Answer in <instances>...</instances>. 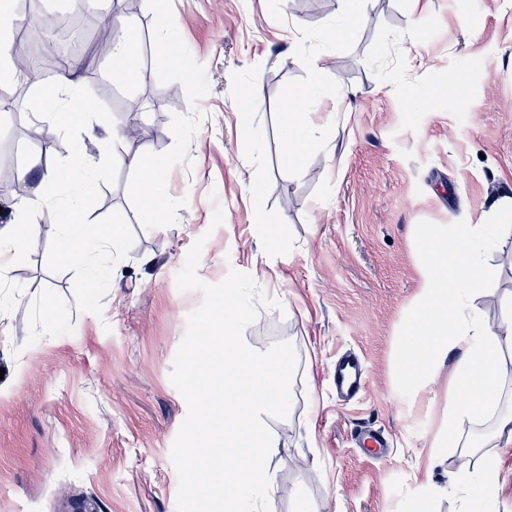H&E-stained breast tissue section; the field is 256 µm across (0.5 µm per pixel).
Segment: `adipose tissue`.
<instances>
[{"instance_id": "adipose-tissue-1", "label": "adipose tissue", "mask_w": 512, "mask_h": 512, "mask_svg": "<svg viewBox=\"0 0 512 512\" xmlns=\"http://www.w3.org/2000/svg\"><path fill=\"white\" fill-rule=\"evenodd\" d=\"M106 16L113 26V76L119 80L133 78L138 73L139 34L123 14L110 9ZM55 125L62 130L83 128L89 139H97L96 128L88 118L94 110L92 102L82 95L77 82L62 76L39 98ZM95 159L77 153L56 168L45 169L39 185L17 198L15 220L0 227V263L16 256L33 231L36 215L44 210L58 211L68 229V244L59 257L74 263L80 260L82 238L108 249H118L122 235L118 228L90 224L79 199L96 189ZM77 187L79 198L59 203L56 190L61 185ZM475 238L470 227H461L452 239L443 240L435 255L429 256L422 273V286L430 298L420 311L419 322L423 335L415 337L406 358L405 380L409 385H423L433 366L444 361L449 353H456V376L465 377L476 388L464 408L467 415L476 416L486 409H495L493 424L487 434V444L493 448L512 447V404H501L497 385L498 369L494 351L502 335H512V326L499 332L494 321H487L482 331L473 332L456 325L459 304L454 295L456 286L476 287L482 273L469 260Z\"/></svg>"}]
</instances>
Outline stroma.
I'll return each mask as SVG.
<instances>
[{
    "mask_svg": "<svg viewBox=\"0 0 512 512\" xmlns=\"http://www.w3.org/2000/svg\"><path fill=\"white\" fill-rule=\"evenodd\" d=\"M136 5L129 20L152 44L142 78L116 82L110 51L90 37L75 58L96 115L111 123L138 101L131 115L144 140L114 156L81 130L58 131L29 79L13 80L11 109L0 112L1 209H13L3 180L17 175L14 149L39 158L34 184L43 167L82 150L98 161L89 218L122 231L120 251L66 264L57 214L43 211L0 272L9 301L0 309V512H72L79 502L176 512L170 451L187 405L170 373L202 296L179 291L175 276L202 236V281L244 272L283 305L260 310L245 343L264 351L286 341L297 356L290 412L265 420L276 443L270 512H471L492 449L474 456L465 479L455 445L428 464L454 360L421 392L399 364L425 300L423 229L492 236L473 258L481 285L458 294L459 324L512 318V0H357L363 19L343 36L342 0H167L162 16L152 0ZM169 22L179 66L158 47ZM314 58L320 95L301 102ZM254 84L258 96L243 104ZM287 106L320 143L296 164L281 137ZM35 121L46 133L40 148L28 145ZM130 153L164 160L165 221L142 211ZM100 271L107 280L96 288ZM348 353L364 363L366 390L343 399L332 366ZM364 428L384 431L383 455L363 450Z\"/></svg>",
    "mask_w": 512,
    "mask_h": 512,
    "instance_id": "obj_1",
    "label": "stroma"
}]
</instances>
